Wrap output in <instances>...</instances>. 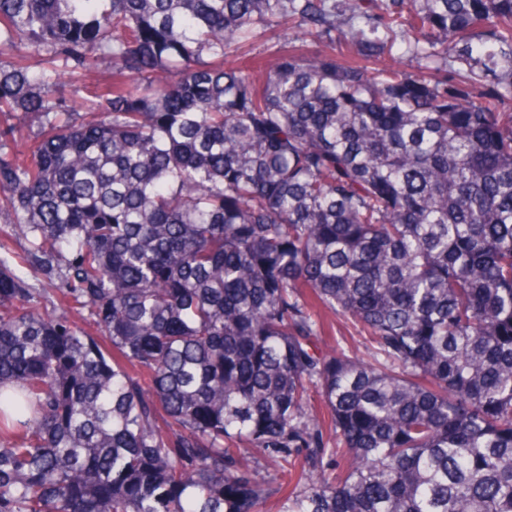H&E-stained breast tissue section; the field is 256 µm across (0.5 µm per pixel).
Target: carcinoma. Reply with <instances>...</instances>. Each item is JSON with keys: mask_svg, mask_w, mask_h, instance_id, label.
Masks as SVG:
<instances>
[{"mask_svg": "<svg viewBox=\"0 0 512 512\" xmlns=\"http://www.w3.org/2000/svg\"><path fill=\"white\" fill-rule=\"evenodd\" d=\"M1 215L0 512H512V0H0ZM284 38H298L300 41H306V44L311 47L309 38L301 29H279L274 32H268L257 39L252 50H250L249 57L260 56L269 58L275 55L280 39L282 40ZM319 313L330 326L326 335L322 336L317 343L320 351L330 353L342 347L359 357H369L372 348L370 343L349 319L329 310L322 309Z\"/></svg>", "mask_w": 512, "mask_h": 512, "instance_id": "carcinoma-1", "label": "carcinoma"}]
</instances>
